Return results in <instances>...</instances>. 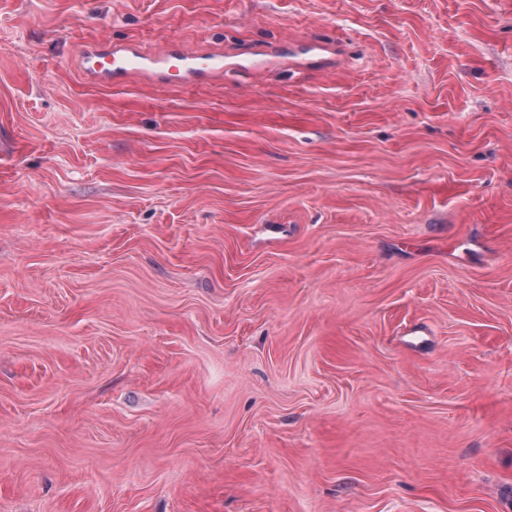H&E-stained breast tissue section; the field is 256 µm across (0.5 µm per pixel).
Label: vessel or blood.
<instances>
[{"mask_svg": "<svg viewBox=\"0 0 512 512\" xmlns=\"http://www.w3.org/2000/svg\"><path fill=\"white\" fill-rule=\"evenodd\" d=\"M80 62L89 77L104 82L154 74L179 84L224 73L223 56L191 51L176 43L155 53L144 52L132 43L107 49L90 46L81 51Z\"/></svg>", "mask_w": 512, "mask_h": 512, "instance_id": "1", "label": "vessel or blood"}]
</instances>
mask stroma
<instances>
[{"label": "stroma", "mask_w": 512, "mask_h": 512, "mask_svg": "<svg viewBox=\"0 0 512 512\" xmlns=\"http://www.w3.org/2000/svg\"><path fill=\"white\" fill-rule=\"evenodd\" d=\"M0 512H512V0H0ZM79 57L84 72L103 82L152 73L169 84H179L224 74L222 55L190 51L177 43L155 53H145L132 43L108 49L90 46Z\"/></svg>", "instance_id": "stroma-1"}]
</instances>
